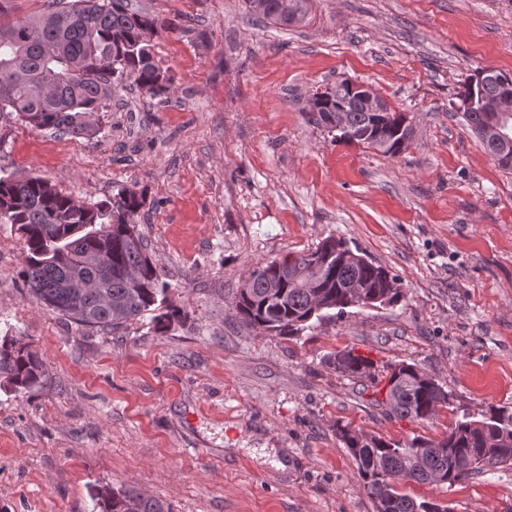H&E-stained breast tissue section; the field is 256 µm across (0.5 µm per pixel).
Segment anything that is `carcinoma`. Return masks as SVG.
Listing matches in <instances>:
<instances>
[{"instance_id": "obj_1", "label": "carcinoma", "mask_w": 512, "mask_h": 512, "mask_svg": "<svg viewBox=\"0 0 512 512\" xmlns=\"http://www.w3.org/2000/svg\"><path fill=\"white\" fill-rule=\"evenodd\" d=\"M252 14L264 23L288 27L306 18L305 0H296L292 20L279 21V0H247ZM161 23L131 0H52L42 12L13 18L9 0H0V113L7 112L36 129L90 139L101 129L109 111L113 84L130 81L151 99L169 92L170 80L156 63L153 43ZM94 116V123L87 117ZM348 124L353 132L375 129L374 115L357 102L349 103ZM394 157L405 145L391 126L373 140L352 136ZM146 202L145 194L124 188L112 197L79 202L40 177L0 175V223L12 224L26 244L19 272L32 298L64 318L101 331L117 329L145 313L157 312L156 324L185 316L183 308L165 302L162 280L147 245L130 223ZM341 238H328L307 253L278 266L273 259L251 268L233 300L246 324L275 336H297L311 321L341 315L355 305L349 285L363 293L389 292V302L403 297L388 288L396 277L369 261L339 262ZM101 253L108 274L99 276L84 258ZM321 263L314 282L308 268ZM336 371L353 379L371 377L373 361L347 351ZM0 373L17 392L39 387L45 376L42 358L28 345L4 337L0 342ZM392 400L377 402L400 419L427 421L436 415L435 403L448 395L444 386L416 364L390 366L385 376ZM339 440L358 467L363 489L374 512H447L425 499L401 492L397 481L453 485L486 469L512 466V407L490 406L477 419L465 413L435 440L417 436L401 444L374 436L358 441L360 431L336 428ZM101 512H171L162 502L135 488H104L98 493Z\"/></svg>"}]
</instances>
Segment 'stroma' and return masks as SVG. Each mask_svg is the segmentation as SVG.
Returning a JSON list of instances; mask_svg holds the SVG:
<instances>
[{
  "label": "stroma",
  "instance_id": "stroma-1",
  "mask_svg": "<svg viewBox=\"0 0 512 512\" xmlns=\"http://www.w3.org/2000/svg\"><path fill=\"white\" fill-rule=\"evenodd\" d=\"M165 28L166 102L117 88L92 140L0 118V167L81 202L127 187L185 318L111 330L35 302L24 243L0 224V337L30 345L42 386L0 374V512H100L133 485L171 512H373L340 424L406 442L457 411L512 406V172L453 104L476 70L512 72V0H310L305 23L258 24L245 0H134ZM371 86L414 128L398 156L310 122L317 89ZM344 239L398 277L393 305L352 307L296 337L237 319L257 263ZM354 350L373 378L338 373ZM407 361L449 405L418 423L373 402ZM449 512H512V468L455 485L400 482Z\"/></svg>",
  "mask_w": 512,
  "mask_h": 512
}]
</instances>
